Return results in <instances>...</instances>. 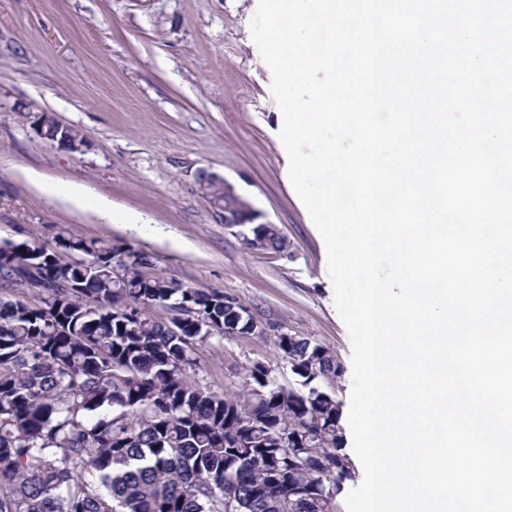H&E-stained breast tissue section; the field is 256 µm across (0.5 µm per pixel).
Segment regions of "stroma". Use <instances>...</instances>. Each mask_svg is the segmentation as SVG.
Here are the masks:
<instances>
[{"label":"stroma","instance_id":"35a3bbf8","mask_svg":"<svg viewBox=\"0 0 512 512\" xmlns=\"http://www.w3.org/2000/svg\"><path fill=\"white\" fill-rule=\"evenodd\" d=\"M257 0H0V241L60 235L150 253L149 272L216 288L264 322L333 349L322 381L350 405L351 342L334 305L325 243L288 176L271 72L250 34ZM50 112L86 139L57 148L30 115ZM225 180L277 224L285 251H254L218 224L197 177ZM112 204L113 221L96 211ZM140 216L139 229L125 225ZM264 363L294 377L272 338L200 346L195 379L241 391Z\"/></svg>","mask_w":512,"mask_h":512}]
</instances>
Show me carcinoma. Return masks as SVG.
Segmentation results:
<instances>
[{
	"instance_id": "1",
	"label": "carcinoma",
	"mask_w": 512,
	"mask_h": 512,
	"mask_svg": "<svg viewBox=\"0 0 512 512\" xmlns=\"http://www.w3.org/2000/svg\"><path fill=\"white\" fill-rule=\"evenodd\" d=\"M44 138L76 151L85 136L35 115ZM43 249H0V283ZM46 277L75 285L39 309L0 298V512H333L354 467L343 452L341 404L319 387L343 367L299 336L274 343L298 383L249 368L242 392L218 395L191 371L198 347L224 337V292L149 276V254L61 235ZM193 310L180 332L149 308ZM310 434L293 448L286 429Z\"/></svg>"
}]
</instances>
